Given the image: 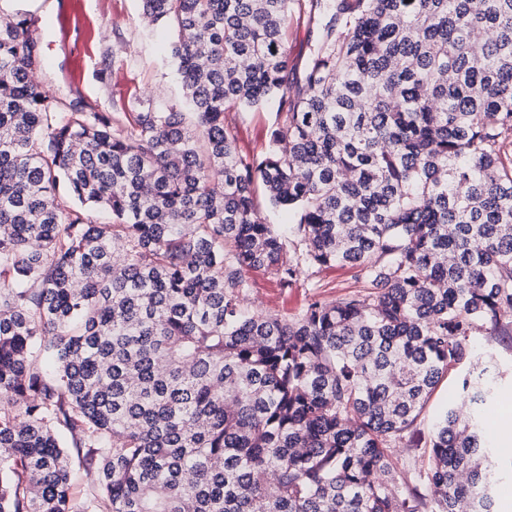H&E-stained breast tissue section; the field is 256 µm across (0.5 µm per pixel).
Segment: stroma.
Returning a JSON list of instances; mask_svg holds the SVG:
<instances>
[{"instance_id":"obj_1","label":"stroma","mask_w":512,"mask_h":512,"mask_svg":"<svg viewBox=\"0 0 512 512\" xmlns=\"http://www.w3.org/2000/svg\"><path fill=\"white\" fill-rule=\"evenodd\" d=\"M23 12L36 15L32 34L48 65L37 79L51 94L83 99L96 111L131 108L133 100L179 104L182 78L169 53L170 33L157 24H145L140 0H16ZM272 105L237 118L238 147L258 150L270 134ZM240 296L241 305L294 319L315 299L335 301L360 287L354 269L332 266L302 274L290 288L280 287L270 275L252 271ZM448 403L447 387L433 395L404 445L395 449V466L419 485L421 462L433 434V414Z\"/></svg>"}]
</instances>
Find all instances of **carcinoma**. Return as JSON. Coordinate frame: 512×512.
<instances>
[{
    "instance_id": "cac0c4a2",
    "label": "carcinoma",
    "mask_w": 512,
    "mask_h": 512,
    "mask_svg": "<svg viewBox=\"0 0 512 512\" xmlns=\"http://www.w3.org/2000/svg\"><path fill=\"white\" fill-rule=\"evenodd\" d=\"M141 4L185 112L50 98L32 18L0 22V512H492L498 363H466L512 339V0ZM336 265L362 290L240 306L249 270ZM450 377L426 494L390 451ZM288 47L290 55L297 70H301L310 48V37L308 29L304 26L297 27L294 25L288 31ZM272 103L266 104L259 112H241L237 116L238 147L242 152L256 151L270 134L272 124Z\"/></svg>"
}]
</instances>
